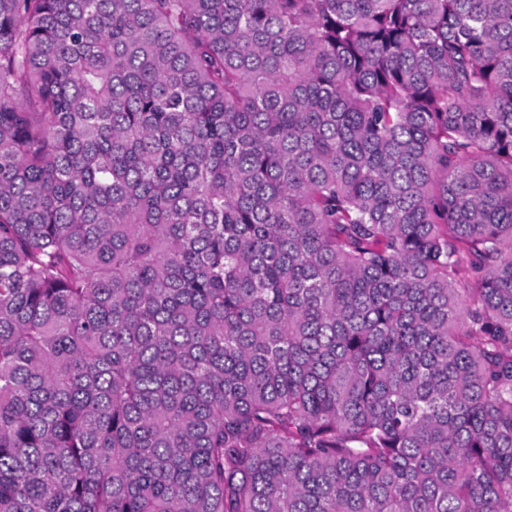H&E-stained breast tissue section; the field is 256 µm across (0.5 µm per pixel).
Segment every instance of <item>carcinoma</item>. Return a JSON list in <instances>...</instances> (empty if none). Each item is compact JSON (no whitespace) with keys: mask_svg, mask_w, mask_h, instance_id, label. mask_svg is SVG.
<instances>
[{"mask_svg":"<svg viewBox=\"0 0 512 512\" xmlns=\"http://www.w3.org/2000/svg\"><path fill=\"white\" fill-rule=\"evenodd\" d=\"M0 512H512V0H0Z\"/></svg>","mask_w":512,"mask_h":512,"instance_id":"obj_1","label":"carcinoma"}]
</instances>
